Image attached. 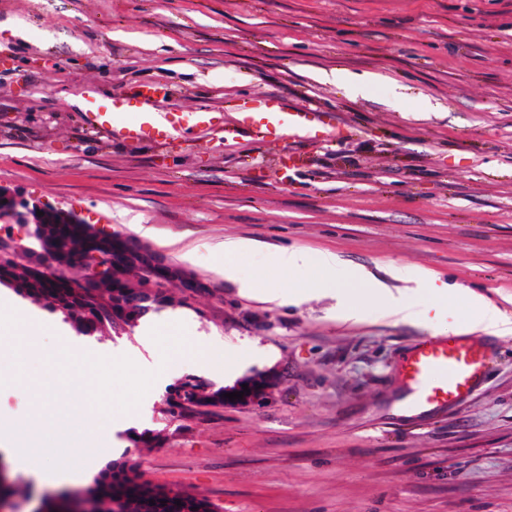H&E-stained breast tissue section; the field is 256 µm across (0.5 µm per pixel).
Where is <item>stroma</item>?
<instances>
[{
  "mask_svg": "<svg viewBox=\"0 0 512 512\" xmlns=\"http://www.w3.org/2000/svg\"><path fill=\"white\" fill-rule=\"evenodd\" d=\"M369 73L361 93L333 71ZM146 84L173 90L182 124L169 144L104 135L83 120ZM268 96L314 110L319 131L272 147L252 132L224 141L238 111ZM210 110L212 131L195 125ZM0 184L75 211L164 256L204 290L127 331L76 332L35 313L32 378L55 374L62 345L130 357L157 378L131 411L97 410L59 390L95 439L94 479L127 457L155 485L206 496L217 512H512V335L493 336V368L458 405L419 415L402 372L422 339L475 316L466 297L435 319L428 296L397 322L364 303L339 321L335 298L265 303L225 279L227 237L256 287L288 247L336 252L381 279L414 265L512 312V0H0ZM183 324L223 354L214 374L163 356L150 331ZM275 371L263 405L167 413L170 387L233 385ZM0 358V419L30 417L34 394ZM149 433L151 443L140 440ZM5 512H32L57 489L10 466ZM255 247V241L244 237L227 238L218 245L221 257L223 258L221 268L224 270V277L227 280L237 281V270L233 260L242 254L252 251Z\"/></svg>",
  "mask_w": 512,
  "mask_h": 512,
  "instance_id": "1",
  "label": "stroma"
}]
</instances>
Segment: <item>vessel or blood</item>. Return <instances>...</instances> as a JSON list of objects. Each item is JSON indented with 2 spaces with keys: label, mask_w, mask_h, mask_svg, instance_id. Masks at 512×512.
Wrapping results in <instances>:
<instances>
[{
  "label": "vessel or blood",
  "mask_w": 512,
  "mask_h": 512,
  "mask_svg": "<svg viewBox=\"0 0 512 512\" xmlns=\"http://www.w3.org/2000/svg\"><path fill=\"white\" fill-rule=\"evenodd\" d=\"M266 118L255 124L253 117L241 116L238 126L225 129V136L242 133L244 127L258 125L270 144H278L284 136L304 137L312 113L306 107L284 109L281 103L264 104ZM176 124L172 110H165L162 120L144 121L126 127L128 137L150 134L167 142ZM403 370L413 385L412 405L422 411L440 410L462 402L491 371V360L484 342L462 335H448L421 340L405 359Z\"/></svg>",
  "instance_id": "obj_1"
}]
</instances>
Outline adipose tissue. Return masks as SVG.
<instances>
[{"label": "adipose tissue", "instance_id": "1", "mask_svg": "<svg viewBox=\"0 0 512 512\" xmlns=\"http://www.w3.org/2000/svg\"><path fill=\"white\" fill-rule=\"evenodd\" d=\"M276 264L278 270L284 274L312 267L319 268L326 274L321 285L322 290L332 291L340 296L385 299L387 315L399 320H408L415 315L413 304L406 294H394L384 282L364 269L344 267L334 252L312 253L301 248L285 249L280 252Z\"/></svg>", "mask_w": 512, "mask_h": 512}]
</instances>
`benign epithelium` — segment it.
<instances>
[{
	"instance_id": "1",
	"label": "benign epithelium",
	"mask_w": 512,
	"mask_h": 512,
	"mask_svg": "<svg viewBox=\"0 0 512 512\" xmlns=\"http://www.w3.org/2000/svg\"><path fill=\"white\" fill-rule=\"evenodd\" d=\"M0 223L40 225L36 233L41 252L33 257L32 268L45 275L67 276L76 264L83 265L84 277L80 284L85 286L104 280H125L126 271L136 268L141 271L143 285L140 296L134 304L150 302L169 288H179L184 293L194 294L201 284L183 268L166 261L156 252L113 233L85 229L94 243V250L86 252L75 248L65 238L59 237L55 229L61 224H78L80 220L72 213L49 204L31 203L19 197L14 191L0 186ZM277 383L269 372H255L239 379L224 392H248L240 399L224 398L226 406H255L265 402L268 390ZM54 498L65 504L67 512H101V504L90 497H77L70 493H59Z\"/></svg>"
}]
</instances>
